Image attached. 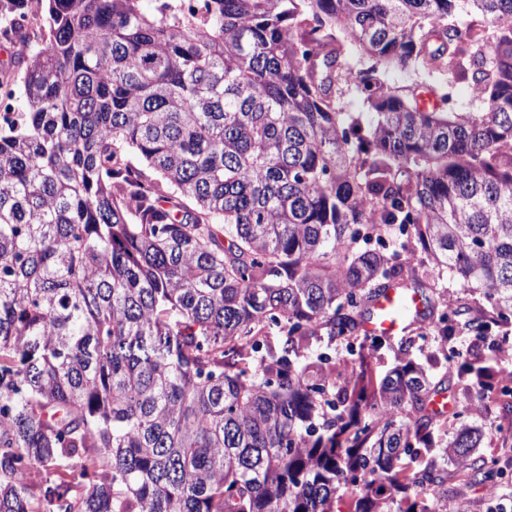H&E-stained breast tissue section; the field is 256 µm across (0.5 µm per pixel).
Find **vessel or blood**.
<instances>
[{
  "mask_svg": "<svg viewBox=\"0 0 512 512\" xmlns=\"http://www.w3.org/2000/svg\"><path fill=\"white\" fill-rule=\"evenodd\" d=\"M422 307L418 294L402 288H387L371 302L363 329L371 336L391 335L405 329L409 321L418 319Z\"/></svg>",
  "mask_w": 512,
  "mask_h": 512,
  "instance_id": "1",
  "label": "vessel or blood"
}]
</instances>
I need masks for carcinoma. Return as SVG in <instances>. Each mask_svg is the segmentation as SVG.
<instances>
[{"label":"carcinoma","instance_id":"1","mask_svg":"<svg viewBox=\"0 0 512 512\" xmlns=\"http://www.w3.org/2000/svg\"><path fill=\"white\" fill-rule=\"evenodd\" d=\"M30 2L0 0V25ZM153 2L38 0L46 41L18 54L0 512H447L437 452L496 490L474 415L496 392L512 407L504 375L301 362L299 342L359 331L393 285L429 302L446 272L480 290L477 336L512 326V0ZM389 68L467 80L484 107L428 106ZM460 315H432L443 341ZM273 327L286 346L251 367ZM450 380L470 395L451 424L432 408Z\"/></svg>","mask_w":512,"mask_h":512}]
</instances>
